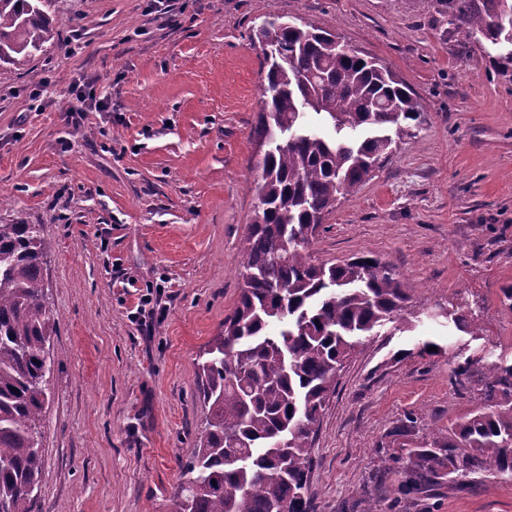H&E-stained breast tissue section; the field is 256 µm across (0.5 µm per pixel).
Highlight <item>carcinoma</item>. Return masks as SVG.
Listing matches in <instances>:
<instances>
[{
  "label": "carcinoma",
  "mask_w": 512,
  "mask_h": 512,
  "mask_svg": "<svg viewBox=\"0 0 512 512\" xmlns=\"http://www.w3.org/2000/svg\"><path fill=\"white\" fill-rule=\"evenodd\" d=\"M44 0H0V63L54 37ZM463 36L502 52L512 78V0H422ZM266 73L258 137L266 145L239 260L241 288L197 367L205 418L181 464L178 512H314L310 473L320 418L361 338L399 318L413 285L369 256L315 263L309 247L341 198L391 161L423 122L417 96L380 60L295 17L252 29ZM39 224H0V512H33L41 493L46 298ZM464 332L469 310L445 313ZM475 406L445 431L384 459L398 491L446 478L512 480V360L452 369Z\"/></svg>",
  "instance_id": "obj_1"
}]
</instances>
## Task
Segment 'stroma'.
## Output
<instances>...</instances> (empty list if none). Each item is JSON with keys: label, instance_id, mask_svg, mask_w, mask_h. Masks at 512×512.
Listing matches in <instances>:
<instances>
[{"label": "stroma", "instance_id": "1", "mask_svg": "<svg viewBox=\"0 0 512 512\" xmlns=\"http://www.w3.org/2000/svg\"><path fill=\"white\" fill-rule=\"evenodd\" d=\"M54 38L0 65V224H37L57 319L39 512H177L203 417L197 364L239 296L263 151L264 19L297 16L382 59L424 122L328 216L316 262L372 256L414 284L343 369L321 419L316 512H512V481L401 495L383 464L474 402L455 364L512 357V80L420 0H49ZM107 106L67 118L80 78ZM159 309L138 312L141 295ZM466 306L473 333L445 311ZM438 342L418 357L420 340Z\"/></svg>", "mask_w": 512, "mask_h": 512}]
</instances>
